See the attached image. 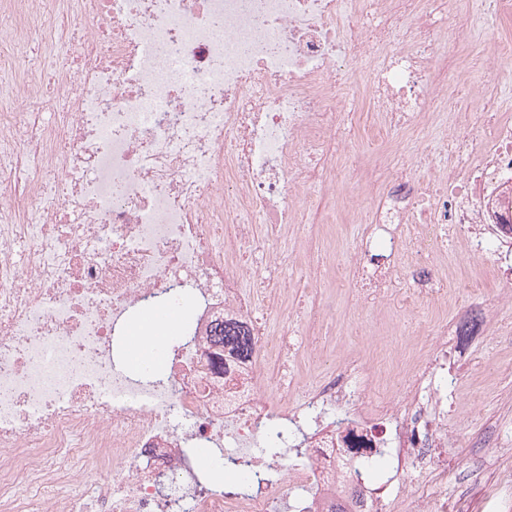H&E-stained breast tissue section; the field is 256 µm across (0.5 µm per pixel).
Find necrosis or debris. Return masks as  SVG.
<instances>
[{"label":"necrosis or debris","mask_w":512,"mask_h":512,"mask_svg":"<svg viewBox=\"0 0 512 512\" xmlns=\"http://www.w3.org/2000/svg\"><path fill=\"white\" fill-rule=\"evenodd\" d=\"M482 21L493 56L438 53L440 31ZM34 41L40 67L12 58L0 82V512H286L293 498L299 512H391L380 467L414 487L419 512H473L444 493L447 389L418 398L400 367L441 369L472 329L512 345L496 305L359 384L362 357L324 376L286 358L295 343L311 364L334 354L320 340L327 280L368 309L445 307L449 235L493 258L474 294L512 282V119L497 98L483 151L456 131L417 159L449 163L447 178L385 150L347 169L380 190L371 222L386 229L355 259L290 290L269 273L297 263L288 233L334 232L338 153L428 130L457 109L449 71L512 58V0H0V45ZM404 246L422 253L405 289L390 269ZM292 291L312 297L308 320L268 332ZM158 306L191 325L159 365L131 369L129 327ZM220 323L248 349L216 343ZM202 448L231 489L204 488Z\"/></svg>","instance_id":"necrosis-or-debris-1"}]
</instances>
